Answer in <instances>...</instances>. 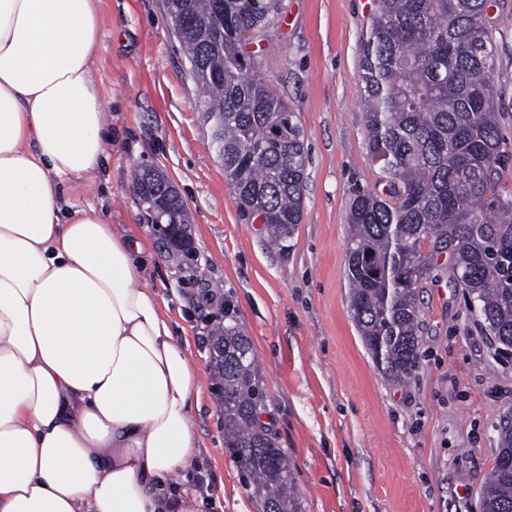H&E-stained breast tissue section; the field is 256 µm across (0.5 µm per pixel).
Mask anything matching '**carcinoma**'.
Returning <instances> with one entry per match:
<instances>
[{
    "instance_id": "1",
    "label": "carcinoma",
    "mask_w": 512,
    "mask_h": 512,
    "mask_svg": "<svg viewBox=\"0 0 512 512\" xmlns=\"http://www.w3.org/2000/svg\"><path fill=\"white\" fill-rule=\"evenodd\" d=\"M278 0H169L186 19V57L205 117L223 145L224 176L239 207L259 218L285 250L300 223L306 155L294 112L255 74L243 50L269 24ZM487 0H375L358 74L368 147L390 198L356 195L346 241L350 311L373 361L397 384L420 362L417 288L449 254L471 314L512 348V196L501 191L509 164L495 113V52ZM224 75L216 83L213 74ZM211 365L224 411V443L263 504L300 512L286 453L261 419L265 389L249 337L218 326ZM498 461L481 491L482 512H512V419L499 428Z\"/></svg>"
}]
</instances>
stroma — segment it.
<instances>
[{
  "label": "stroma",
  "instance_id": "stroma-1",
  "mask_svg": "<svg viewBox=\"0 0 512 512\" xmlns=\"http://www.w3.org/2000/svg\"><path fill=\"white\" fill-rule=\"evenodd\" d=\"M499 134L512 154V0H488ZM244 46L258 77L290 106L308 156L303 212L287 250L238 206L211 146V128L164 0H99L94 70L112 140L106 166L69 182L77 207L152 243L147 288L188 344L198 377L194 477L204 512H263L224 443L208 363L211 330L249 336L266 392L262 419L291 463L302 512H481L480 491L512 414V349L471 314L445 269L418 290L421 359L415 380L389 382L350 315L345 245L357 193L387 196L371 156L358 80L372 0H280ZM163 169L190 215L196 260L180 267L143 224L137 166Z\"/></svg>",
  "mask_w": 512,
  "mask_h": 512
}]
</instances>
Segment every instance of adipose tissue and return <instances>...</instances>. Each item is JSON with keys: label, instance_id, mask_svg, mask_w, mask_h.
<instances>
[{"label": "adipose tissue", "instance_id": "obj_1", "mask_svg": "<svg viewBox=\"0 0 512 512\" xmlns=\"http://www.w3.org/2000/svg\"><path fill=\"white\" fill-rule=\"evenodd\" d=\"M95 0H0V512H198L197 371L144 245L62 185L112 133Z\"/></svg>", "mask_w": 512, "mask_h": 512}]
</instances>
